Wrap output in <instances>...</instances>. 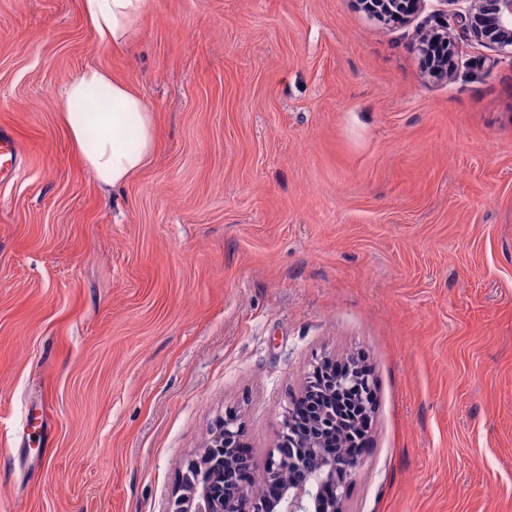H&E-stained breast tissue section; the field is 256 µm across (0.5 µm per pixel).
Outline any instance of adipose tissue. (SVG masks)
<instances>
[{
	"instance_id": "adipose-tissue-1",
	"label": "adipose tissue",
	"mask_w": 512,
	"mask_h": 512,
	"mask_svg": "<svg viewBox=\"0 0 512 512\" xmlns=\"http://www.w3.org/2000/svg\"><path fill=\"white\" fill-rule=\"evenodd\" d=\"M145 0H83L100 45L134 38ZM58 117L75 152L96 183L113 189L131 179L157 146L153 114L145 99L105 70L89 66L57 96Z\"/></svg>"
}]
</instances>
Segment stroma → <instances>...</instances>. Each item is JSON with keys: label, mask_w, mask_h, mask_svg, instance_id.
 Returning <instances> with one entry per match:
<instances>
[{"label": "stroma", "mask_w": 512, "mask_h": 512, "mask_svg": "<svg viewBox=\"0 0 512 512\" xmlns=\"http://www.w3.org/2000/svg\"><path fill=\"white\" fill-rule=\"evenodd\" d=\"M354 0H0V512H162L232 409L255 470L312 362L375 383L350 512H512V66L424 73ZM94 65L157 148L102 189L56 111ZM88 24L100 45L119 46L136 35L145 0H83ZM21 153V146L12 132L0 127V182L9 181L18 172Z\"/></svg>", "instance_id": "obj_1"}]
</instances>
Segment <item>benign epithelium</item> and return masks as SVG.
<instances>
[{
  "instance_id": "1",
  "label": "benign epithelium",
  "mask_w": 512,
  "mask_h": 512,
  "mask_svg": "<svg viewBox=\"0 0 512 512\" xmlns=\"http://www.w3.org/2000/svg\"><path fill=\"white\" fill-rule=\"evenodd\" d=\"M370 16L389 22L418 14L424 0H358ZM456 11L437 10L419 41V50L437 56L428 60L433 73L454 74L461 52L453 35L463 29L470 41L493 50L489 62L512 66V0H441ZM322 394L308 410L305 427L293 423L295 397H289L281 438L288 439L268 451L259 475L241 472L236 457L245 429L237 414L228 411L214 424L205 446L187 457L178 471L164 512H348L347 500L362 463L357 456L340 458L326 448L336 433V399L357 395L371 398L373 380L356 371L323 382ZM274 493L254 490L255 481Z\"/></svg>"
}]
</instances>
